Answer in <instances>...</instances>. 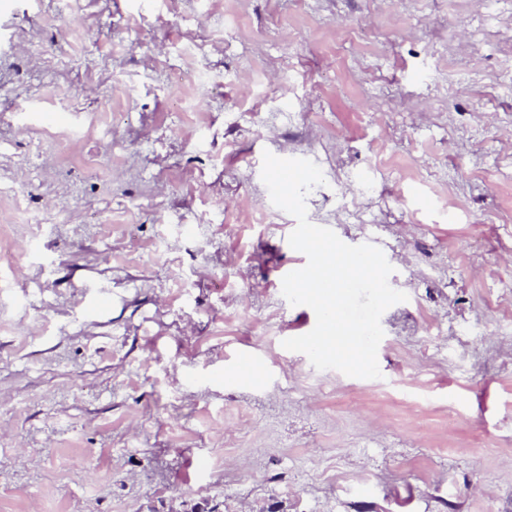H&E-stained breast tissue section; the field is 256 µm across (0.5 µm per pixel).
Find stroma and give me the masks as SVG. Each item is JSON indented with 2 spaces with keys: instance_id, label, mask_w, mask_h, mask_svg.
Listing matches in <instances>:
<instances>
[{
  "instance_id": "35a3bbf8",
  "label": "stroma",
  "mask_w": 512,
  "mask_h": 512,
  "mask_svg": "<svg viewBox=\"0 0 512 512\" xmlns=\"http://www.w3.org/2000/svg\"><path fill=\"white\" fill-rule=\"evenodd\" d=\"M267 151L381 378L283 348ZM1 250L0 512H512V0H0Z\"/></svg>"
}]
</instances>
